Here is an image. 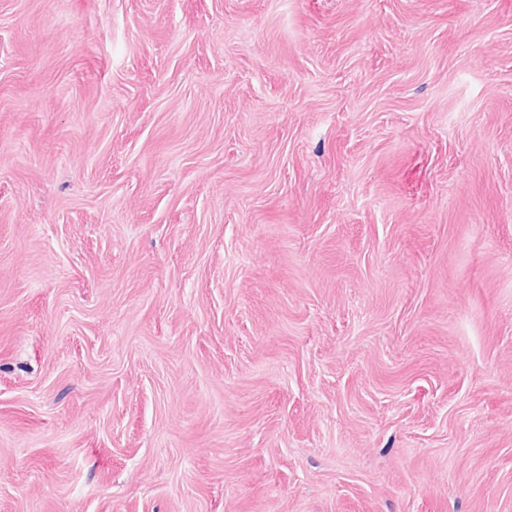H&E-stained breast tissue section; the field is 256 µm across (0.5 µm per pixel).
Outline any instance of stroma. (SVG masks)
Returning a JSON list of instances; mask_svg holds the SVG:
<instances>
[{"instance_id": "1", "label": "stroma", "mask_w": 512, "mask_h": 512, "mask_svg": "<svg viewBox=\"0 0 512 512\" xmlns=\"http://www.w3.org/2000/svg\"><path fill=\"white\" fill-rule=\"evenodd\" d=\"M0 512H512V0H0Z\"/></svg>"}]
</instances>
